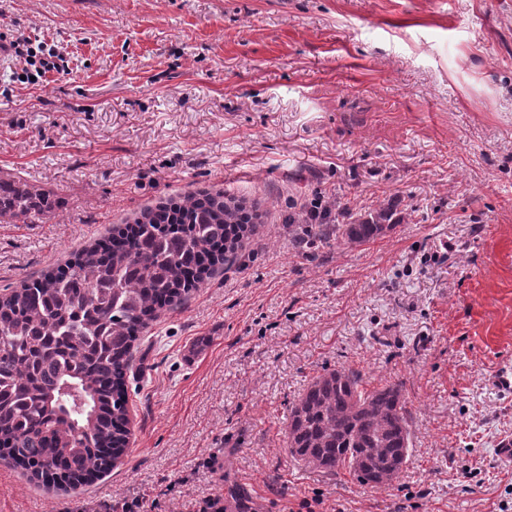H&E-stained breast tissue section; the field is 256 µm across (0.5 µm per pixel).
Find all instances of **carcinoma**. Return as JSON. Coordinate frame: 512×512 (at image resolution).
Wrapping results in <instances>:
<instances>
[{
	"instance_id": "carcinoma-1",
	"label": "carcinoma",
	"mask_w": 512,
	"mask_h": 512,
	"mask_svg": "<svg viewBox=\"0 0 512 512\" xmlns=\"http://www.w3.org/2000/svg\"><path fill=\"white\" fill-rule=\"evenodd\" d=\"M59 201L0 177V223L50 217ZM243 204L188 194L142 213L48 270L0 295V457L27 461L75 487L108 472L127 445L131 347L159 310L199 287L234 250ZM381 209L345 225L367 241L388 228ZM341 366L313 377L288 409L286 453L327 475L349 469L371 488L407 468L412 432L402 386L366 390Z\"/></svg>"
}]
</instances>
